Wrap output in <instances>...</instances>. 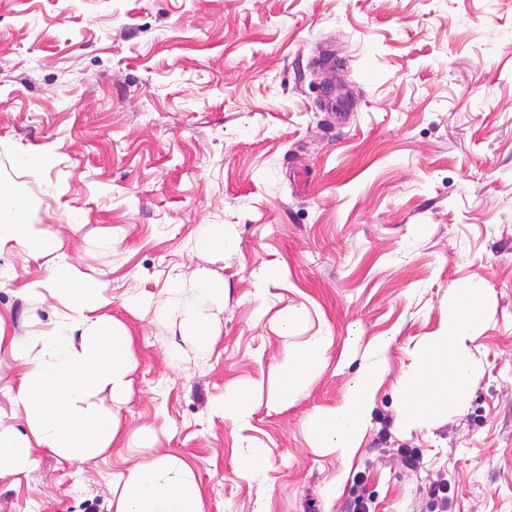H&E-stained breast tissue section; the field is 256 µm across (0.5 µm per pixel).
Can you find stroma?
<instances>
[{
  "label": "stroma",
  "instance_id": "1",
  "mask_svg": "<svg viewBox=\"0 0 512 512\" xmlns=\"http://www.w3.org/2000/svg\"><path fill=\"white\" fill-rule=\"evenodd\" d=\"M23 154L45 159L27 182L58 247L0 242V331H50L65 308L29 289L69 264L100 281L136 365L127 401L104 403L117 452L34 448L0 478V512H110L114 476L167 453L205 512H512V0H0V179L25 180ZM202 224L236 252L196 250ZM200 275L224 283L204 357L153 317ZM467 284L477 379L462 408L404 421L402 383ZM321 333L324 368L271 406L272 368ZM376 360L359 448L315 447L309 420ZM20 375L0 348V424L25 435ZM233 387L254 391L247 421L212 409ZM250 446L266 458L252 480L236 468Z\"/></svg>",
  "mask_w": 512,
  "mask_h": 512
}]
</instances>
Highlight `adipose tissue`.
<instances>
[{
	"label": "adipose tissue",
	"instance_id": "1",
	"mask_svg": "<svg viewBox=\"0 0 512 512\" xmlns=\"http://www.w3.org/2000/svg\"><path fill=\"white\" fill-rule=\"evenodd\" d=\"M30 210L26 183L0 181V241L13 239L48 252L56 247L48 235L28 224ZM37 294L65 296L67 312L48 334L24 342H7L23 371L11 393L16 408L27 415L29 435L0 425V476L28 471L31 449L40 446L57 455L84 463L118 443L120 423L98 403L102 393L123 401L128 375L135 363L133 340L98 311L107 298L96 279L71 265L54 268L41 281ZM224 303L223 282L203 276L191 284L173 282L157 301L156 319L178 317L199 355L211 349V312ZM477 314L472 285L460 291L448 311V326L434 336L400 394L409 418L439 409L444 398L462 400L477 374L473 354L466 345ZM329 339L311 337L301 350L287 353L275 368L272 404L297 399L308 389L326 361ZM382 380L379 362L367 365L332 412L309 422L318 447L351 456L367 425L372 393ZM112 512H205L203 496L192 467L182 458L166 454L130 468L115 482Z\"/></svg>",
	"mask_w": 512,
	"mask_h": 512
}]
</instances>
